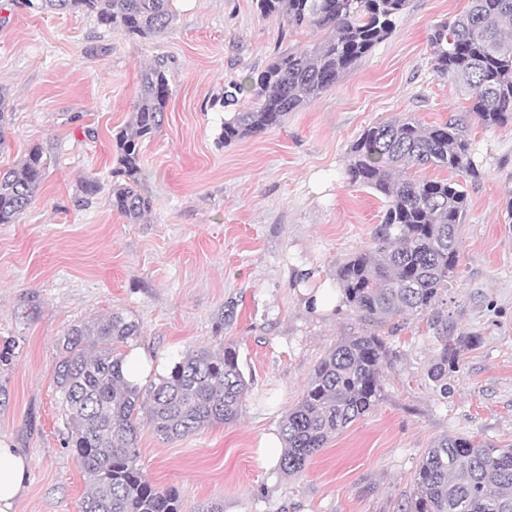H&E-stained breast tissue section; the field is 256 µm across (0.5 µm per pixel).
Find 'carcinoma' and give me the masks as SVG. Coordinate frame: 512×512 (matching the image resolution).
<instances>
[{"instance_id": "carcinoma-1", "label": "carcinoma", "mask_w": 512, "mask_h": 512, "mask_svg": "<svg viewBox=\"0 0 512 512\" xmlns=\"http://www.w3.org/2000/svg\"><path fill=\"white\" fill-rule=\"evenodd\" d=\"M172 0H3L0 10L92 14L99 23L139 38L167 31ZM407 0H257L289 30L311 29L322 38L277 55L257 77L254 107H238L244 87H224L219 142L229 145L281 126L288 113L316 99L392 31ZM433 69L454 81L482 125H512V0H468L467 10L434 27ZM170 97L164 64L144 69L133 121L116 137L117 180L112 209L138 224L151 209L140 166V148L159 131ZM446 169L472 184L481 171L472 157L466 125L450 117L423 127L412 117L367 127L349 148L350 183L372 189L385 210L374 245L336 269L343 303L361 320L381 326L404 316H428L443 344L428 378L448 392L463 348L474 335L448 339V288L459 264L458 225L468 195L455 180L415 178L408 170ZM45 168L41 148L28 150L17 167L0 169V224H14L39 192ZM141 335L121 313L73 325L61 341L55 383L66 443L89 480L81 512H182L178 490H159L139 468L138 419L164 440L188 437L234 422L249 383L231 344L189 351L170 372L142 389L123 374L119 349ZM389 357L384 339L365 331L340 341L315 366L301 398L280 424L279 467L303 472L311 457L379 403L380 370ZM402 512H512V445L468 436L444 437L427 449Z\"/></svg>"}]
</instances>
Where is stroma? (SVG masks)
Returning a JSON list of instances; mask_svg holds the SVG:
<instances>
[{
	"mask_svg": "<svg viewBox=\"0 0 512 512\" xmlns=\"http://www.w3.org/2000/svg\"><path fill=\"white\" fill-rule=\"evenodd\" d=\"M468 0H407L391 34L286 123L230 145L224 87L254 82L278 54L319 40L260 14L256 0H174L175 24L134 39L82 13L0 10V89L10 144L0 167L34 146L41 190L0 224V438L32 460L15 512H79L87 477L73 449L54 375L71 326L113 312L139 323L135 348L171 367L186 352L236 345L250 389L238 420L164 440L137 430L138 463L156 488L176 487L183 512H399L426 450L446 436L512 443V127L468 135L482 178L468 186L457 275L448 290L456 336L475 335L440 391L427 377L440 348L426 318L379 333L390 348L382 397L287 476L260 455L314 366L369 325L344 303L314 313L309 294L373 244L383 202L350 184L348 150L378 122L422 126L468 114L455 83L433 70L429 36ZM166 64L172 94L141 155L151 192L142 223L112 208L115 137L131 121L142 70ZM101 189L81 202L80 184ZM307 265L315 279L294 275Z\"/></svg>",
	"mask_w": 512,
	"mask_h": 512,
	"instance_id": "obj_1",
	"label": "stroma"
}]
</instances>
